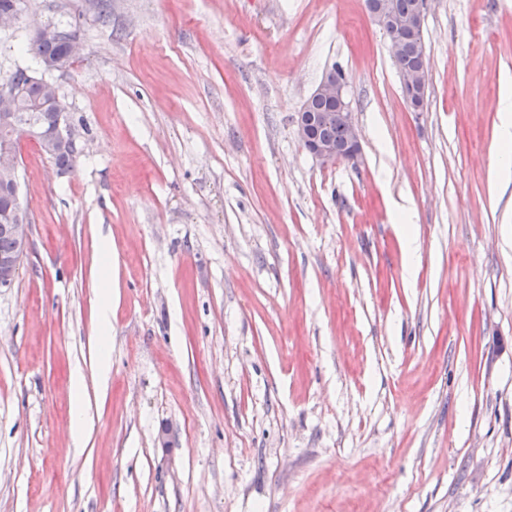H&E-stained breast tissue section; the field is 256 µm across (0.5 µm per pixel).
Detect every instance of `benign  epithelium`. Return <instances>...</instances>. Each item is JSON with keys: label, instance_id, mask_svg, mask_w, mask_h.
Instances as JSON below:
<instances>
[{"label": "benign epithelium", "instance_id": "benign-epithelium-1", "mask_svg": "<svg viewBox=\"0 0 512 512\" xmlns=\"http://www.w3.org/2000/svg\"><path fill=\"white\" fill-rule=\"evenodd\" d=\"M428 0H417L416 8L410 17L398 21L391 12L388 0H377L372 10L375 23L385 32L391 33L400 26L423 27ZM81 45L73 38L68 42L67 56L59 62L47 61L41 64L44 73L57 70L66 71L79 56ZM403 96L409 107L415 112L424 109L426 101V78L414 70L399 72ZM51 94L45 107L55 115V122L47 127L41 123L31 122L21 125L17 122L16 104L20 94L6 81L0 84V192H7L15 199H20V158L15 140L20 134L35 142H43L48 148L56 144L61 146L81 145L80 135L72 124L68 113L64 112L57 87L48 83ZM347 82L336 77V73H326L314 91L305 101L295 116L297 135L303 148L316 160L323 164H333L357 158L361 150L360 133L354 123L352 111L346 97ZM318 98L329 104L338 106L336 112H311L310 101ZM324 120L339 122L345 129V138L336 143L326 141L319 136L318 127ZM0 222L6 224L16 240L18 254L14 257L0 258V288L13 285L20 262L26 254L29 241V224L22 207L0 215Z\"/></svg>", "mask_w": 512, "mask_h": 512}]
</instances>
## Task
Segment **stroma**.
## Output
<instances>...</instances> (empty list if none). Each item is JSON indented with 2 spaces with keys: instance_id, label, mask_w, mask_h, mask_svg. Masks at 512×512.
Masks as SVG:
<instances>
[{
  "instance_id": "stroma-1",
  "label": "stroma",
  "mask_w": 512,
  "mask_h": 512,
  "mask_svg": "<svg viewBox=\"0 0 512 512\" xmlns=\"http://www.w3.org/2000/svg\"><path fill=\"white\" fill-rule=\"evenodd\" d=\"M109 3L27 0L0 30V82L36 69L37 25L82 47L53 76L71 171L20 147L0 512H512V0H429L421 112L364 0ZM335 68L361 153L324 165L294 118ZM500 124L498 129V140L504 149L503 171L504 179L509 180L510 170V148L512 147V86L506 83L499 101ZM97 315L99 324L101 326L100 337V351L101 355H106L108 349L107 342V328L110 324V317L112 315V288L104 286L98 297L97 301ZM83 381L84 376L81 373V371L79 369H74L71 374V383L72 391L76 400V406L73 411L71 421V435L75 441L80 440L84 436L89 424L88 419L81 406Z\"/></svg>"
}]
</instances>
